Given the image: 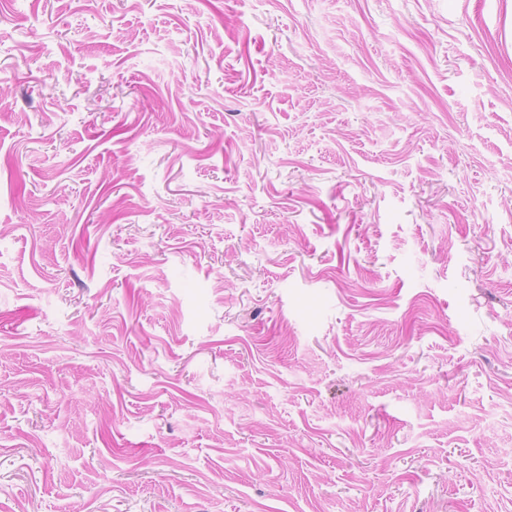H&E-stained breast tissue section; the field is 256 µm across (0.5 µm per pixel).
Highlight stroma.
<instances>
[{"instance_id":"1","label":"stroma","mask_w":512,"mask_h":512,"mask_svg":"<svg viewBox=\"0 0 512 512\" xmlns=\"http://www.w3.org/2000/svg\"><path fill=\"white\" fill-rule=\"evenodd\" d=\"M0 512H512V0H0Z\"/></svg>"}]
</instances>
